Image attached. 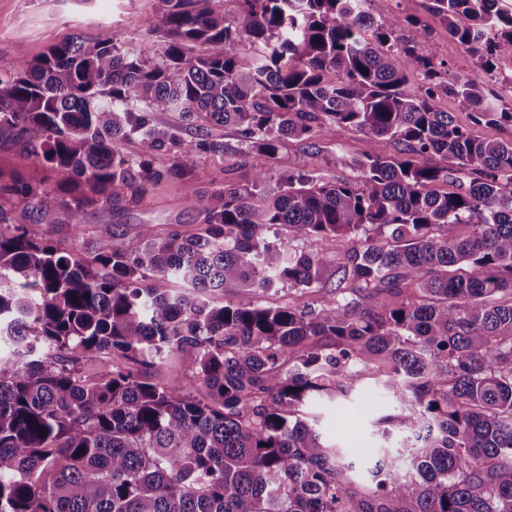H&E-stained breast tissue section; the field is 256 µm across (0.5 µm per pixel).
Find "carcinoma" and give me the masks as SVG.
Masks as SVG:
<instances>
[{
  "mask_svg": "<svg viewBox=\"0 0 512 512\" xmlns=\"http://www.w3.org/2000/svg\"><path fill=\"white\" fill-rule=\"evenodd\" d=\"M158 2L135 45L103 26L0 79V129L60 175L0 191L33 224L60 223L69 195L77 230L86 206L135 204L224 156L207 134L179 150L182 128L156 112L237 128L250 178L202 193L193 234L142 224L137 246L108 231L85 256L0 206V512H512V138L475 139L434 105L444 93L512 128L484 82L512 60V0H430L478 61L446 80L404 19L365 0H239L232 21L212 0ZM332 124L375 142L353 178L276 172L287 140ZM449 224L469 231L436 233ZM327 236L347 238L339 282L369 302L264 305L276 284H319L325 257L292 243ZM171 354L204 397L145 370ZM378 376L400 404L379 423L415 443L359 494L303 408Z\"/></svg>",
  "mask_w": 512,
  "mask_h": 512,
  "instance_id": "1",
  "label": "carcinoma"
}]
</instances>
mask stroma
Masks as SVG:
<instances>
[{"label":"stroma","instance_id":"obj_1","mask_svg":"<svg viewBox=\"0 0 512 512\" xmlns=\"http://www.w3.org/2000/svg\"><path fill=\"white\" fill-rule=\"evenodd\" d=\"M429 5L430 0H367L365 8L377 19L394 14L415 19V26L406 28V35L416 42L431 44L444 68L475 69V59L449 37ZM157 14V0H0V78L9 77L19 63L41 56L51 45L79 34L93 35L104 23L117 27L127 38L138 39ZM210 134L223 139L224 154L203 158L191 181H161L139 205L119 209L87 206L82 213L81 232L77 235L65 224H33L30 232L80 254L86 253L88 242L111 224L122 225L127 242L133 246L138 243L139 227L143 224L156 225L162 231L195 232L201 222V192L227 180H241L246 174L236 129L214 127ZM374 148L372 138L364 133L329 126L315 146H307L299 140L285 143L277 169L349 178L353 172L347 165L348 160L362 157ZM53 177L46 163L26 153L21 140L0 133V185L17 179L36 185ZM293 247L299 252H318L326 256L328 265L323 278L317 287L309 290L272 289L264 297L267 304L316 307L323 299L334 295L364 302V291L354 284L342 289L337 286L335 260L344 248L343 241L312 237L294 242ZM398 411L392 393L371 378L363 380L347 395L324 394L312 403L309 414L315 417L324 441L338 445L354 462L349 472L353 488L362 489L370 484L369 471L376 461L372 447H398L403 443V431L394 428L386 434L378 423L379 418Z\"/></svg>","mask_w":512,"mask_h":512}]
</instances>
